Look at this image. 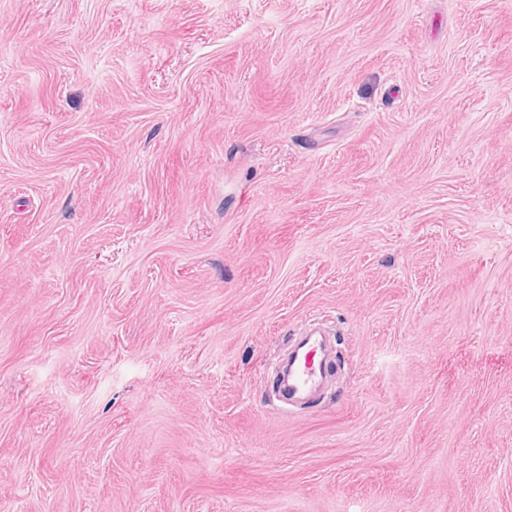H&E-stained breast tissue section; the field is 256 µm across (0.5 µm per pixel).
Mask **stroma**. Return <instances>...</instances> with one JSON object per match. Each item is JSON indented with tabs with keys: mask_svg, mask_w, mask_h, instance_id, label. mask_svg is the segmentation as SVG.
<instances>
[{
	"mask_svg": "<svg viewBox=\"0 0 512 512\" xmlns=\"http://www.w3.org/2000/svg\"><path fill=\"white\" fill-rule=\"evenodd\" d=\"M0 512H512V0H0ZM307 353H312L311 357ZM322 351L316 344H309L301 357L288 362V396L305 394L314 387L323 375Z\"/></svg>",
	"mask_w": 512,
	"mask_h": 512,
	"instance_id": "stroma-1",
	"label": "stroma"
}]
</instances>
